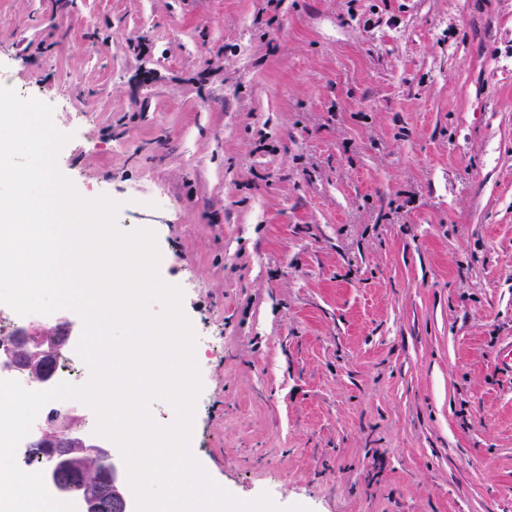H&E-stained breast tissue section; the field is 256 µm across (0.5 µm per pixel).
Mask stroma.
<instances>
[{
  "mask_svg": "<svg viewBox=\"0 0 512 512\" xmlns=\"http://www.w3.org/2000/svg\"><path fill=\"white\" fill-rule=\"evenodd\" d=\"M0 87L155 231L217 484L512 512V0H0Z\"/></svg>",
  "mask_w": 512,
  "mask_h": 512,
  "instance_id": "1",
  "label": "stroma"
}]
</instances>
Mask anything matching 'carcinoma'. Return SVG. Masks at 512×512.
<instances>
[{"label": "carcinoma", "mask_w": 512, "mask_h": 512, "mask_svg": "<svg viewBox=\"0 0 512 512\" xmlns=\"http://www.w3.org/2000/svg\"><path fill=\"white\" fill-rule=\"evenodd\" d=\"M67 349L62 340L52 338L46 343V354L39 360L29 363L27 374L35 382H41L51 373L55 357ZM102 469L98 459L79 444H71L62 460L54 462L55 482L67 488L68 492L78 496L81 504L97 503L100 512H121L113 503L103 499L101 483L97 475Z\"/></svg>", "instance_id": "1"}]
</instances>
